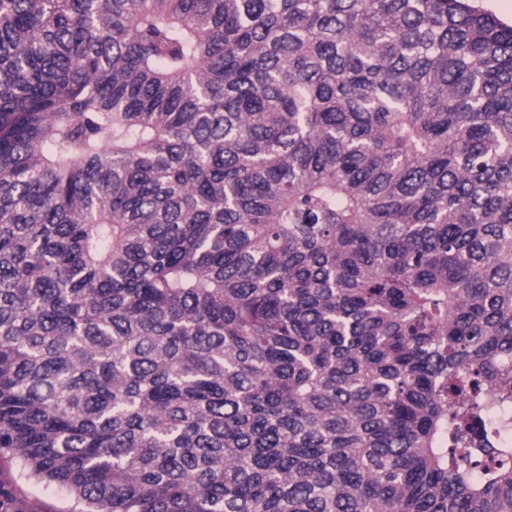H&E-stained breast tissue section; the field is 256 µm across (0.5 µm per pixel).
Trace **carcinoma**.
Listing matches in <instances>:
<instances>
[{
    "instance_id": "1",
    "label": "carcinoma",
    "mask_w": 512,
    "mask_h": 512,
    "mask_svg": "<svg viewBox=\"0 0 512 512\" xmlns=\"http://www.w3.org/2000/svg\"><path fill=\"white\" fill-rule=\"evenodd\" d=\"M512 25L472 0H0V451L74 512H512Z\"/></svg>"
}]
</instances>
